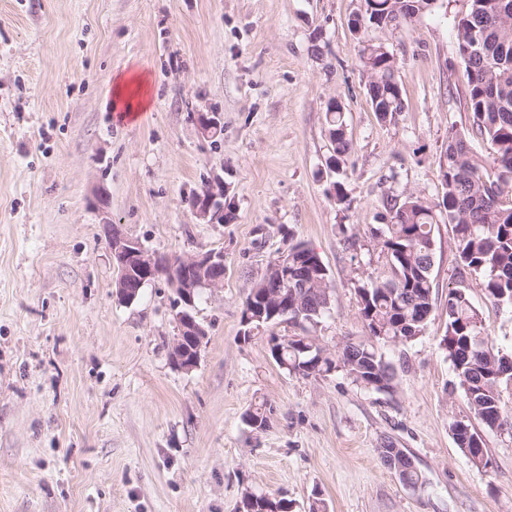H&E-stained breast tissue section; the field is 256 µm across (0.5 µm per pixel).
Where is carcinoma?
Listing matches in <instances>:
<instances>
[{
	"mask_svg": "<svg viewBox=\"0 0 512 512\" xmlns=\"http://www.w3.org/2000/svg\"><path fill=\"white\" fill-rule=\"evenodd\" d=\"M362 21L400 30L431 7V0H365ZM504 16L482 35L481 54L462 59L468 87L472 130L489 146L483 158L458 143L466 136L448 135L445 150L447 171L441 182L443 208L436 209L420 197L408 195L389 209L390 219L376 232L381 252L386 254L390 276L358 288L359 312L369 335L384 343H405L421 335L433 310V280L428 269L435 260V227L454 226L458 261L462 270L481 280L486 298L496 305H512V0H471L469 12L457 23L456 43H467L483 16L497 8ZM361 61L371 71L368 94L374 112L384 118L403 110L395 74L381 46L368 43L359 50ZM328 136L333 145L334 168L352 150L346 136L341 105L329 113ZM289 262L295 272L313 267L317 275L299 289L301 302L276 322L302 326L315 324L330 309L329 275L320 273L316 251L302 241H291ZM443 350L451 362L470 410L490 430L495 421H512L509 377L499 378L504 353L485 335L479 310L468 295L448 292V327ZM345 360L317 344L309 336L280 340L278 364L301 372L304 377L340 369L352 382L377 392L394 389V372L373 346L352 342ZM477 467H487L483 444L458 443ZM253 512H288V500L258 495L250 502Z\"/></svg>",
	"mask_w": 512,
	"mask_h": 512,
	"instance_id": "carcinoma-1",
	"label": "carcinoma"
}]
</instances>
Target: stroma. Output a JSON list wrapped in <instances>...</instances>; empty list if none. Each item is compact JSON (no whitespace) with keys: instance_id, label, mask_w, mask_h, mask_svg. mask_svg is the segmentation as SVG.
Wrapping results in <instances>:
<instances>
[{"instance_id":"stroma-1","label":"stroma","mask_w":512,"mask_h":512,"mask_svg":"<svg viewBox=\"0 0 512 512\" xmlns=\"http://www.w3.org/2000/svg\"><path fill=\"white\" fill-rule=\"evenodd\" d=\"M469 8L436 0L401 32L360 35L364 0H0V512H238L246 491L290 512H512V433L471 412L440 347L449 289L466 284L507 354L512 308L461 278L452 225L435 231L423 336L379 348L395 392L292 374L270 352L271 337L304 332L331 350L368 339L357 289L388 271L372 232L408 194L441 203L448 133L470 132L455 31ZM363 39L395 61L404 109L386 120ZM129 73L147 102L122 120L114 87ZM334 100L353 143L336 172ZM210 112L214 137L198 121ZM221 187L223 220L201 218L192 196ZM107 219L158 256L223 252V287L196 303L198 367L171 360L165 278L117 297ZM292 238L326 265L331 309L244 337L249 289ZM258 405L261 430L245 421ZM457 420L481 432L489 468L460 450ZM387 440L422 487L380 463Z\"/></svg>"}]
</instances>
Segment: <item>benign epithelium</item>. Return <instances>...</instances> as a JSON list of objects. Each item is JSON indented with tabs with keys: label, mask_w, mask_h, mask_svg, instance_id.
<instances>
[{
	"label": "benign epithelium",
	"mask_w": 512,
	"mask_h": 512,
	"mask_svg": "<svg viewBox=\"0 0 512 512\" xmlns=\"http://www.w3.org/2000/svg\"><path fill=\"white\" fill-rule=\"evenodd\" d=\"M195 206L204 218H224V205L216 201L211 191L199 195ZM108 231V243L113 266L117 271L119 295L127 302L135 299L138 288L161 275L174 286L177 295L178 335L174 338L171 360L184 370L196 368L200 362L206 327L196 316V298L199 289L221 288L224 285V255L206 252L190 257L164 258L148 253L137 241L125 239L112 230V222L103 221ZM288 252L273 262L278 271V290L260 296H250L245 305L244 325L253 321L271 322L288 315V289L294 287V278L288 269Z\"/></svg>",
	"instance_id": "1"
}]
</instances>
